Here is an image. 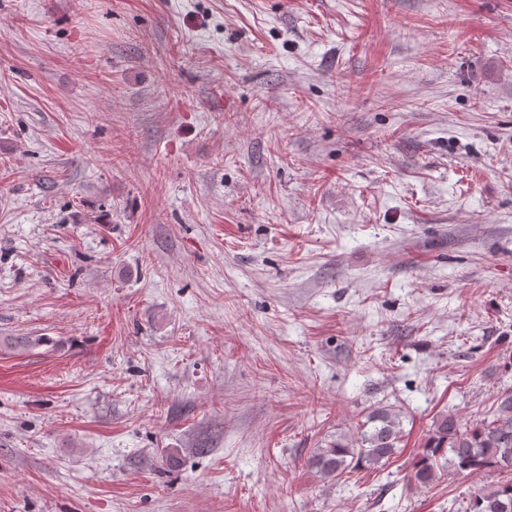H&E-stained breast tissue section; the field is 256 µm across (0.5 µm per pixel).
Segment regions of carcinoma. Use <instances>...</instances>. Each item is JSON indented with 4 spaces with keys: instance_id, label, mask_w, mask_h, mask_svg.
Masks as SVG:
<instances>
[{
    "instance_id": "1",
    "label": "carcinoma",
    "mask_w": 512,
    "mask_h": 512,
    "mask_svg": "<svg viewBox=\"0 0 512 512\" xmlns=\"http://www.w3.org/2000/svg\"><path fill=\"white\" fill-rule=\"evenodd\" d=\"M400 413L390 405L373 407L352 445L338 440L313 456L312 466L324 479L339 480L352 467H377L395 454L401 438ZM448 472L482 474L512 469V385L497 392L490 417L465 426L448 409L436 419L414 463L409 482L416 488L429 486L441 464ZM468 512H512V479L497 481L475 494Z\"/></svg>"
}]
</instances>
